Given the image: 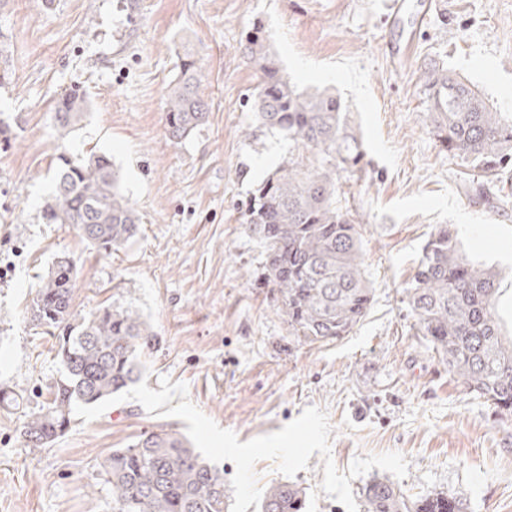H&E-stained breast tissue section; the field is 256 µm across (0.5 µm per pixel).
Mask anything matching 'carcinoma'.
Returning a JSON list of instances; mask_svg holds the SVG:
<instances>
[{"instance_id": "cac0c4a2", "label": "carcinoma", "mask_w": 512, "mask_h": 512, "mask_svg": "<svg viewBox=\"0 0 512 512\" xmlns=\"http://www.w3.org/2000/svg\"><path fill=\"white\" fill-rule=\"evenodd\" d=\"M244 55L260 77L253 94L255 121L288 140V157L253 189L241 223L264 249L265 280L277 292L291 340L310 346L331 342L348 335L372 302L357 225L336 205L339 176L358 167L362 142L335 94L301 90L291 81L259 21L246 34ZM423 85L432 132L448 152L487 177L512 163V115L490 107L445 65L427 68ZM200 86L194 54L186 49L168 90L164 127L170 140L185 139L207 122L211 102ZM86 111L85 91L72 87L56 101L54 125L71 128ZM44 213L73 226L106 254L139 230L136 209L104 153L84 161L60 154ZM75 288L74 260L59 257L29 305L35 325L58 331L64 367L51 397L24 422L22 438L34 448L64 435L75 405H94L138 381L140 354L155 340L139 313L121 304L79 316ZM497 294L496 273L470 260L452 232L441 229L423 248L408 303L419 335L448 370L498 411L512 414V338L502 334ZM103 469L112 484V512L228 510L224 470L207 464L178 433L152 432L114 448ZM362 496L365 512H466L455 498L411 500L381 479L368 483ZM306 509L305 489L288 482L270 485L260 505V512Z\"/></svg>"}]
</instances>
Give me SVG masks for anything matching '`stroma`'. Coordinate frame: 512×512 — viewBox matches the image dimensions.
Wrapping results in <instances>:
<instances>
[{"label":"stroma","mask_w":512,"mask_h":512,"mask_svg":"<svg viewBox=\"0 0 512 512\" xmlns=\"http://www.w3.org/2000/svg\"><path fill=\"white\" fill-rule=\"evenodd\" d=\"M256 21L293 82L340 97L363 144L337 204L359 226L373 302L351 333L321 346L289 342L262 249L240 222L253 185L288 153L286 140L256 128L259 75L241 46ZM405 36L381 0H0L12 65L0 87V391L16 398L0 407V512H112L109 452L187 428L129 400L74 419L51 446H25L27 415L63 371L27 307L63 254L77 263L75 310H137L156 336L142 380L155 391L164 376L186 383L189 400L239 442L317 406L339 470L398 451L407 497L512 512V423L428 349L406 300L426 240L450 229L469 258L500 271L498 310L512 336V168L484 177L448 153L429 127L422 82L445 64L512 113V0H442L401 62L391 48ZM186 45L212 112L175 143L163 115ZM74 86L88 109L65 132L52 109ZM93 151L111 157L140 217L137 236L111 255L43 213L57 154ZM323 478L315 454L292 481L307 487L309 512H346Z\"/></svg>","instance_id":"obj_1"}]
</instances>
